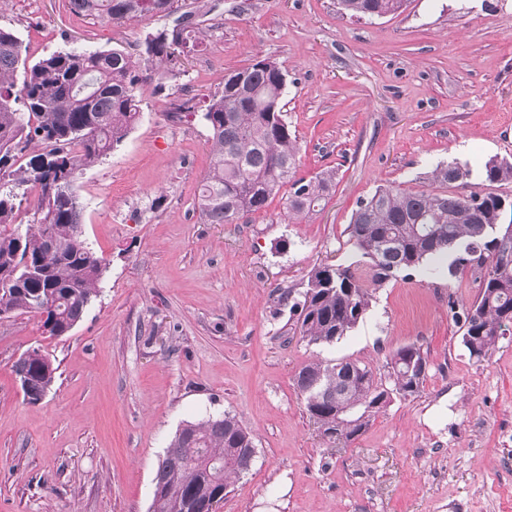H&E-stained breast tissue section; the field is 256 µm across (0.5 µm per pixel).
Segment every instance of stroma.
<instances>
[{
	"label": "stroma",
	"instance_id": "obj_1",
	"mask_svg": "<svg viewBox=\"0 0 512 512\" xmlns=\"http://www.w3.org/2000/svg\"><path fill=\"white\" fill-rule=\"evenodd\" d=\"M197 52L175 53L163 90L146 84L140 119L83 172L82 238L104 272L69 335L37 316L0 319V512H151L159 460L187 423L235 415L256 456L214 512H512V335L475 362L455 307L479 273L412 269L374 284L350 242L360 199L382 186L422 191L437 167L512 160V0H408L355 19L337 0H193ZM173 17L104 24L69 0H0L29 62L64 49L140 54ZM286 78L284 117L297 176L336 171L322 210L287 223L283 195L231 224L195 207L210 164L198 113L225 73L256 59ZM322 263L351 265L372 307L333 345L294 335L279 290L304 291ZM427 355L420 391L393 397L346 445L324 437L296 386L314 360L351 357L391 386L393 351ZM48 353L50 392L25 401L13 372Z\"/></svg>",
	"mask_w": 512,
	"mask_h": 512
}]
</instances>
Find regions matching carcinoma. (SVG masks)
Segmentation results:
<instances>
[{
  "label": "carcinoma",
  "mask_w": 512,
  "mask_h": 512,
  "mask_svg": "<svg viewBox=\"0 0 512 512\" xmlns=\"http://www.w3.org/2000/svg\"><path fill=\"white\" fill-rule=\"evenodd\" d=\"M178 0H70L71 9L102 23L167 17ZM407 0H339L351 18L399 14ZM200 44L195 10L177 24L147 34L143 54L155 65L168 64L175 49ZM172 74H143L139 59L120 49L55 51L33 64L23 57L17 34L0 27V315L35 313L45 317L50 335L66 336L81 321L103 274L100 257L80 238L84 204L77 190L83 171L118 147L140 117L141 89L157 79L161 88ZM285 75L263 58L224 75V88L201 113L210 130L211 162L197 193V207L208 224H230L265 208L288 185V223L316 212L336 184V170L309 181L295 178L299 146L284 119ZM41 153L18 164L21 154ZM470 171L457 163L434 172L436 187L407 192L380 187L360 202L348 225L349 240L369 259L379 282L430 262L446 264L448 275L472 266L480 272V292L455 313L463 322L462 343L482 361L512 326V195L494 190L512 183V162L492 158L484 167L487 192L458 195L454 184ZM32 185L38 192L36 223L25 233L15 223L16 193L4 188ZM509 222H504V218ZM51 307H44L46 299ZM372 292L342 265L313 268L296 301L291 292L278 305L300 310L295 324L302 339L331 345L363 320ZM392 388L379 383L359 359L317 360L298 373L296 386L322 434L346 443L363 434L396 395L420 391L427 358L407 344L390 358ZM24 398L36 403L50 392L57 367L38 349L13 365ZM254 445L236 417L191 423L176 432L154 479L152 512H211L231 481L245 473L241 462L216 471L211 458Z\"/></svg>",
  "instance_id": "1"
}]
</instances>
